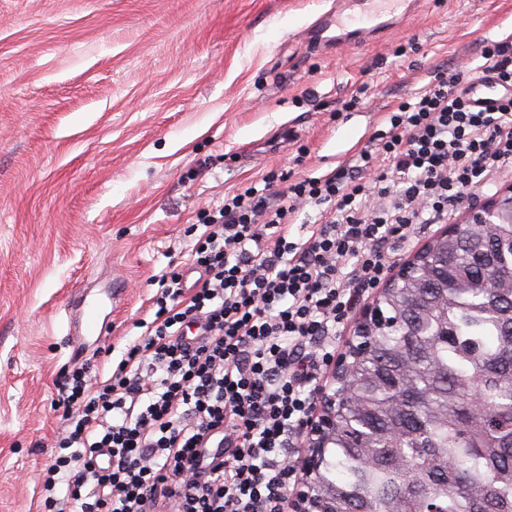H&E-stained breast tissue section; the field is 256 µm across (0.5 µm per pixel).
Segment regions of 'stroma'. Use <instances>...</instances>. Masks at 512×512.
Segmentation results:
<instances>
[{
  "label": "stroma",
  "instance_id": "obj_1",
  "mask_svg": "<svg viewBox=\"0 0 512 512\" xmlns=\"http://www.w3.org/2000/svg\"><path fill=\"white\" fill-rule=\"evenodd\" d=\"M332 2L0 0V512H42L58 381L79 360L111 375L154 314L152 276L195 246L189 225L268 171L350 162L435 65L512 32V0H422L383 40L323 57L299 33ZM116 281L72 358L75 283L99 300Z\"/></svg>",
  "mask_w": 512,
  "mask_h": 512
}]
</instances>
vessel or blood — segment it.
Returning a JSON list of instances; mask_svg holds the SVG:
<instances>
[{"label": "vessel or blood", "mask_w": 512, "mask_h": 512, "mask_svg": "<svg viewBox=\"0 0 512 512\" xmlns=\"http://www.w3.org/2000/svg\"><path fill=\"white\" fill-rule=\"evenodd\" d=\"M410 6V0H336L335 7L319 14L303 29V38L317 50L330 44L340 49L357 47L379 39L387 30L389 18L408 11ZM69 331L77 345L99 335L96 306L79 300L76 313L69 317Z\"/></svg>", "instance_id": "obj_1"}]
</instances>
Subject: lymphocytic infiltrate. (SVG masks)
Returning <instances> with one entry per match:
<instances>
[{"label":"lymphocytic infiltrate","instance_id":"lymphocytic-infiltrate-1","mask_svg":"<svg viewBox=\"0 0 512 512\" xmlns=\"http://www.w3.org/2000/svg\"><path fill=\"white\" fill-rule=\"evenodd\" d=\"M480 80L502 89L492 107L468 97ZM385 121L355 165L290 182L281 203L273 171L225 195L188 259L199 278L156 275L154 317L111 377L68 373L43 512H285L288 454L360 299L417 225L447 223L512 169V35L466 68H434ZM302 205L327 218L298 239Z\"/></svg>","mask_w":512,"mask_h":512}]
</instances>
